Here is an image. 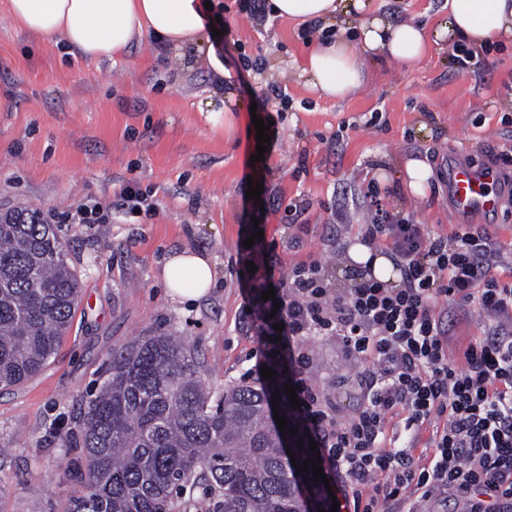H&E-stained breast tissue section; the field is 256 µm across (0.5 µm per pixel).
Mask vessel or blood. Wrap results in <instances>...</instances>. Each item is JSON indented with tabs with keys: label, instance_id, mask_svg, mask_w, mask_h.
Returning a JSON list of instances; mask_svg holds the SVG:
<instances>
[{
	"label": "vessel or blood",
	"instance_id": "obj_1",
	"mask_svg": "<svg viewBox=\"0 0 512 512\" xmlns=\"http://www.w3.org/2000/svg\"><path fill=\"white\" fill-rule=\"evenodd\" d=\"M447 188L449 208L468 226L499 210L512 194V184L496 167H476L462 159L449 160Z\"/></svg>",
	"mask_w": 512,
	"mask_h": 512
}]
</instances>
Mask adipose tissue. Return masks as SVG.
Returning a JSON list of instances; mask_svg holds the SVG:
<instances>
[{"mask_svg": "<svg viewBox=\"0 0 512 512\" xmlns=\"http://www.w3.org/2000/svg\"><path fill=\"white\" fill-rule=\"evenodd\" d=\"M205 0H9L19 27L66 46L72 56L112 61L133 44L156 39L174 47L199 44L217 84L234 83L219 41L206 39L213 22ZM272 16L322 26L324 35L309 50L302 71L320 95L342 100L359 90L364 69L359 50L378 51L414 64L429 50L425 25L369 15L367 0H268ZM448 14L433 35L474 49L512 36V0H447ZM162 277L168 294L195 301L213 287L210 258L184 249L170 254Z\"/></svg>", "mask_w": 512, "mask_h": 512, "instance_id": "obj_1", "label": "adipose tissue"}]
</instances>
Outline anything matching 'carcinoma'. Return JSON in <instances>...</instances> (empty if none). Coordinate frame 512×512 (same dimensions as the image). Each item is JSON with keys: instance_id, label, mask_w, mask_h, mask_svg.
I'll return each instance as SVG.
<instances>
[{"instance_id": "carcinoma-1", "label": "carcinoma", "mask_w": 512, "mask_h": 512, "mask_svg": "<svg viewBox=\"0 0 512 512\" xmlns=\"http://www.w3.org/2000/svg\"><path fill=\"white\" fill-rule=\"evenodd\" d=\"M81 281L57 228L25 206L0 212V388L37 375L70 329ZM267 382L217 390L175 336H141L112 350L108 377L61 447L79 444L70 463L78 488L66 512H181L175 494L205 480L224 512H319L309 458L292 466ZM310 480H304V476Z\"/></svg>"}]
</instances>
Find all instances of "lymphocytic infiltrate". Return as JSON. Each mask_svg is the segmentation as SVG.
Listing matches in <instances>:
<instances>
[{
  "instance_id": "f902f5d3",
  "label": "lymphocytic infiltrate",
  "mask_w": 512,
  "mask_h": 512,
  "mask_svg": "<svg viewBox=\"0 0 512 512\" xmlns=\"http://www.w3.org/2000/svg\"><path fill=\"white\" fill-rule=\"evenodd\" d=\"M282 208L293 220L303 215L279 197L244 201L241 244L228 264L247 292L245 319L261 364L295 387V417L317 444L337 512H420L419 501L437 489L476 487L491 498L472 499L470 512H512V265L503 264L500 245L483 228L443 235L377 213L359 225L361 242L389 247L401 282L370 277L341 290L321 259L284 272L266 240L253 238L254 217ZM270 288L274 300H262ZM448 303L487 322L456 361L437 313ZM311 336L336 337L359 363L361 405L352 418L333 417L313 382L303 353ZM426 429L431 435L420 441Z\"/></svg>"
}]
</instances>
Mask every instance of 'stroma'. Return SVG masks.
Listing matches in <instances>:
<instances>
[{"label": "stroma", "instance_id": "stroma-1", "mask_svg": "<svg viewBox=\"0 0 512 512\" xmlns=\"http://www.w3.org/2000/svg\"><path fill=\"white\" fill-rule=\"evenodd\" d=\"M224 6V59L261 56L263 74L243 72V111L223 118L201 54L145 42L116 61L76 58L20 27L0 0V211L25 206L59 227L82 282L71 329L49 364L24 385L0 390V512H65L73 484L62 437L106 379L113 349L141 336L182 337L215 387L250 384L259 347L244 322L246 299L230 276L245 175L257 132L246 107L264 103L272 122L268 188L284 202H306L307 232L288 212L269 214L266 239L282 266L323 257L333 287L359 269L337 242L354 245L376 189L386 209L448 234L450 158L495 162L512 174V45L495 43L458 64L454 47L431 48L406 65L372 55L366 81L343 100L319 97L300 67L311 42L285 19L250 17ZM376 13L430 24L446 0H371ZM285 88L280 100L271 86ZM426 159L424 195L404 189V164ZM137 184L154 209L131 215L120 204ZM98 220L78 223L76 207ZM349 229L332 237L335 216ZM191 248L214 261L219 284L181 303L162 280L163 259ZM448 355L458 358L483 334V321L448 306ZM312 378L332 415L360 405L357 366L332 336L304 347Z\"/></svg>", "mask_w": 512, "mask_h": 512}]
</instances>
